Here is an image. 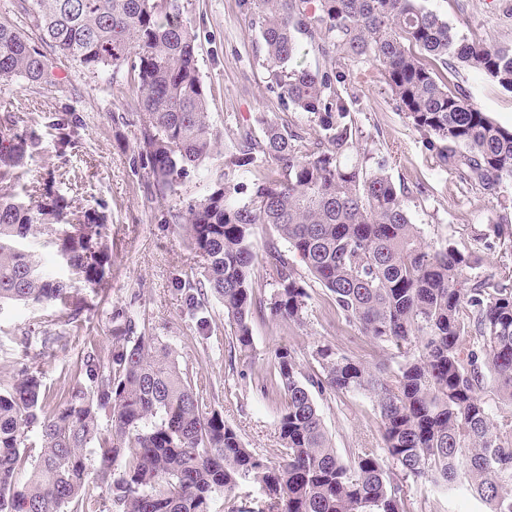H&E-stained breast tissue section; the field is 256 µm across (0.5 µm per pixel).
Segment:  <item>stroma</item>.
Segmentation results:
<instances>
[{"label": "stroma", "mask_w": 512, "mask_h": 512, "mask_svg": "<svg viewBox=\"0 0 512 512\" xmlns=\"http://www.w3.org/2000/svg\"><path fill=\"white\" fill-rule=\"evenodd\" d=\"M198 33V60L208 98L210 119L223 144L238 128L256 125L264 116L280 124L309 126L306 114L283 106L268 89L262 39L249 22L243 0H184ZM427 8L463 36L489 37L512 46V0H425ZM63 88H49L19 78L0 85V122L8 133L37 131L42 148L22 170L21 185L53 183L73 211L94 209L106 217L112 244V265L104 287L77 283L84 301L77 326L59 320L46 305L0 304V384L22 372L39 371L51 394L67 389L72 363L84 340L112 343V310L132 306L147 329L175 347L180 365L192 374L224 421L257 454L279 447L277 418L282 400L261 393L258 379L269 373L274 352L282 346L297 353L304 371L316 363L317 345L356 354L374 362L388 361L331 308L328 292L308 283V309L302 323L253 314V348L245 359H230L232 333L223 307L210 302L205 319L190 315L179 283L198 269V257L187 246L183 231L166 223L165 207L147 190V177L134 156L139 134L136 91L126 70L100 77L76 65L64 66ZM352 81L362 91L355 115L364 132L362 145L373 156L388 160L395 184L411 188L408 213L424 240L438 245L452 240L470 245L500 218L512 222V206L500 208L474 186L460 183L441 170L421 135L397 112L381 75L363 65L353 67ZM444 80L467 89L473 102L499 125L512 128V94L503 92L482 74L463 66L442 73ZM78 116L66 149L54 148L46 127L49 116ZM51 341H44V334ZM315 402L334 447L342 457L361 448L382 445L380 417L362 393L323 395ZM409 512H485V506L460 486L409 482Z\"/></svg>", "instance_id": "35a3bbf8"}]
</instances>
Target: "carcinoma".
Returning a JSON list of instances; mask_svg holds the SVG:
<instances>
[{
  "instance_id": "cac0c4a2",
  "label": "carcinoma",
  "mask_w": 512,
  "mask_h": 512,
  "mask_svg": "<svg viewBox=\"0 0 512 512\" xmlns=\"http://www.w3.org/2000/svg\"><path fill=\"white\" fill-rule=\"evenodd\" d=\"M26 28L0 21V83L59 84L75 63L92 74L127 68L137 90L135 152L150 195L200 258L184 281L189 312L217 299L234 328L229 344L252 349L249 317L268 308L304 318L305 276L331 306L400 359L389 370L321 344L320 370L302 371L295 351L274 352L263 388L280 394V453L246 448L223 413L196 391L175 348L125 307L112 311V344L85 343L55 405L42 379L24 372L0 391V512H212L217 496L247 483L227 512H407L404 483L460 484L486 512H512V284L465 277L486 235L460 249L424 242L386 163L361 153L352 113L361 96L350 68L377 70L396 110L421 134L436 163L497 198L512 183V129L482 112L469 92L444 83L426 59L457 62L512 93V48L460 38L422 0H246L264 45L270 91L307 113L314 132L260 121L238 131L207 193L186 207L178 188L219 154L198 67L197 30L183 0H13ZM324 66L296 62L299 37ZM73 119L52 121L56 145ZM41 148L36 136L0 138V303L52 304L67 322L83 300L73 279L101 285L112 262L105 217L88 209L71 223L68 198L48 184L27 198L19 170ZM275 176L244 182L259 160ZM272 226L264 263L268 300L254 294L252 230ZM512 249V225L490 226ZM53 236L70 277L47 274L28 237ZM299 257L300 272L288 253ZM493 393V401L484 397ZM364 392L379 411L384 454L364 448L343 461L313 392ZM107 425L101 426L100 418ZM97 466L102 495L88 496Z\"/></svg>"
}]
</instances>
